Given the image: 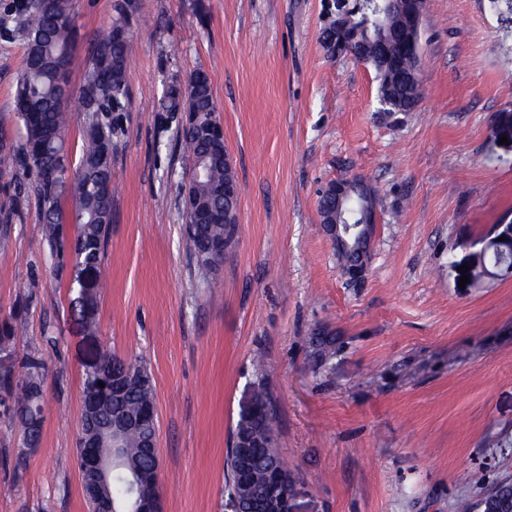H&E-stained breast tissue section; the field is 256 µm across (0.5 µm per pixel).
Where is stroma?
Returning a JSON list of instances; mask_svg holds the SVG:
<instances>
[{
    "label": "stroma",
    "instance_id": "obj_1",
    "mask_svg": "<svg viewBox=\"0 0 512 512\" xmlns=\"http://www.w3.org/2000/svg\"><path fill=\"white\" fill-rule=\"evenodd\" d=\"M115 2L72 0L71 88ZM326 8L137 0L99 334L53 274L34 202L0 250V320L29 299L17 347L46 362L39 447L19 453L0 412V512H88L75 456L99 344L151 374L163 512H231L227 449L258 380L297 512H482L512 481V274L462 288L453 268L512 212V161L489 156L492 117L512 103V30L488 0H426L422 98L388 118L373 68L321 44ZM22 57L0 40V126L17 140ZM200 70L240 188L236 239L206 278L183 229L189 164L156 110L163 75ZM353 177L383 195L358 282L318 211L321 188Z\"/></svg>",
    "mask_w": 512,
    "mask_h": 512
}]
</instances>
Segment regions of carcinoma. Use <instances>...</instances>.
Returning <instances> with one entry per match:
<instances>
[{"instance_id": "obj_1", "label": "carcinoma", "mask_w": 512, "mask_h": 512, "mask_svg": "<svg viewBox=\"0 0 512 512\" xmlns=\"http://www.w3.org/2000/svg\"><path fill=\"white\" fill-rule=\"evenodd\" d=\"M135 9V0H118L116 18L108 34L90 48L78 89L79 107L86 122L85 135L79 169L71 177L68 147L63 138L67 112L60 87L61 69L70 64L71 0H0V39L20 45L24 52L14 100L27 103V109L16 110L25 128L24 139L15 142L5 130H0V167L13 172L15 190L12 204L0 209V225H5L0 232V247L4 249L10 242V225L22 219L20 199L34 197L43 244L56 260L57 276L67 278L70 291L76 292L71 301L73 313L89 335L98 331V306L93 288L102 274L112 220V158L124 134L120 113L130 106L127 68L134 40L127 26L129 12ZM407 24V16L389 11L386 0H365L361 8L345 13L342 32L327 26L322 29V34L335 38L339 52L351 53L357 59L370 54L378 42H390L394 66L375 70L378 100L386 102L382 110L388 116L411 112L421 100L420 85L410 77L418 60L419 45L401 40ZM157 111L171 119L182 112H199L201 121H207L216 111V103L206 73L198 71L184 82L175 78L167 80ZM501 137L512 140L511 105L494 115L491 151H496L494 145ZM178 143L193 162L203 154L209 158L207 177L191 184L190 191L201 206L212 212L214 222L193 224L191 214L182 211L192 257L197 268L207 273L223 262V258L210 255L211 243L236 233V229L222 223V215L229 208L237 209L238 202L230 203L219 193L224 181L235 179V173L224 167L223 146L206 142L197 130L180 128ZM68 197L74 203L71 233L65 227L62 209V202ZM494 273L496 270L482 261L474 262L468 269L472 283ZM32 298L33 295H28L9 317L0 321V352L12 356V364L0 369V405L10 416L11 426L18 428L21 438L34 448L39 444L44 419V363L32 350L21 353L16 349L18 321ZM98 359L101 366L110 370L135 372L136 380L121 398L97 406V430L108 428L116 416L138 420L146 407L155 405L151 377L143 364L123 359L108 349L100 351ZM252 399L254 410L240 415L233 434L261 437L274 427L272 398L264 382L254 385ZM154 431L155 425L145 420L125 435V465L112 472V500L117 512L129 509L133 490L143 494L154 492L153 485L147 481L138 487L133 484L136 473L146 475L154 468L151 449L143 445V440ZM226 467L228 493L242 492L236 454L231 448ZM275 469H286L278 449H260L250 473L255 497L262 495Z\"/></svg>"}]
</instances>
